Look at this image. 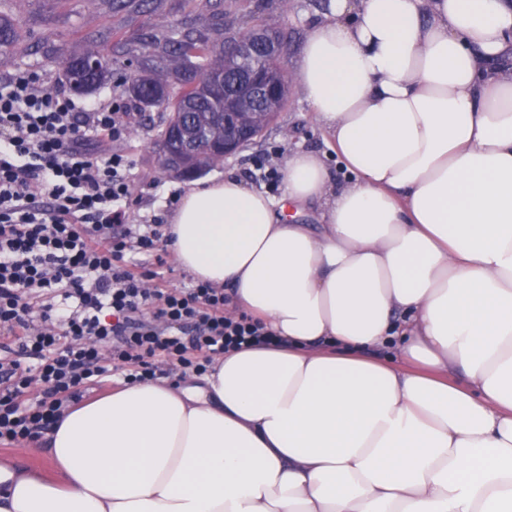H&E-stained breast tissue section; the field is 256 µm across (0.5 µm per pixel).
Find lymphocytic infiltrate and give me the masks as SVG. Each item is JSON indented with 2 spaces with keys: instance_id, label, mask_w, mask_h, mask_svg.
<instances>
[{
  "instance_id": "obj_1",
  "label": "lymphocytic infiltrate",
  "mask_w": 512,
  "mask_h": 512,
  "mask_svg": "<svg viewBox=\"0 0 512 512\" xmlns=\"http://www.w3.org/2000/svg\"><path fill=\"white\" fill-rule=\"evenodd\" d=\"M129 125L109 102L77 106L38 74L0 80V442L51 431L104 378L207 372L266 342L223 289L153 284L165 226L128 224Z\"/></svg>"
}]
</instances>
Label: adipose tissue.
Returning <instances> with one entry per match:
<instances>
[{
  "instance_id": "obj_1",
  "label": "adipose tissue",
  "mask_w": 512,
  "mask_h": 512,
  "mask_svg": "<svg viewBox=\"0 0 512 512\" xmlns=\"http://www.w3.org/2000/svg\"><path fill=\"white\" fill-rule=\"evenodd\" d=\"M507 57L512 0H330L297 78L344 179L295 149L281 200L198 182L166 229L281 345L77 406L0 512H512Z\"/></svg>"
}]
</instances>
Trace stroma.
<instances>
[{"label": "stroma", "instance_id": "1", "mask_svg": "<svg viewBox=\"0 0 512 512\" xmlns=\"http://www.w3.org/2000/svg\"><path fill=\"white\" fill-rule=\"evenodd\" d=\"M328 0H144L142 8L110 10L105 0H0V14L15 18L26 30H35L48 42L37 53L18 52L0 57V78L22 70L41 73L49 88L63 81L61 68L49 65V58L63 59L82 51L87 38L108 29L119 31L123 46L119 59L142 63L137 38L142 27H150L159 39H166L172 29L188 24L198 29L208 26L213 13L224 15L226 25L250 27L266 25L287 35L283 64L288 74H295L297 61L309 28L322 19ZM288 105L276 123L260 137L223 164L205 169L202 179H221L231 175L251 180L256 165L281 169L289 152L310 150L325 155L335 175H342L328 132L316 121L296 83H289ZM77 104L109 101L129 115V135L113 148L129 154L132 160L131 223L143 224L156 216L169 217L171 200L180 197L188 186L187 178L161 173L155 164L156 144L169 113L160 107L140 108L119 82L101 87L97 92L75 94Z\"/></svg>", "mask_w": 512, "mask_h": 512}]
</instances>
